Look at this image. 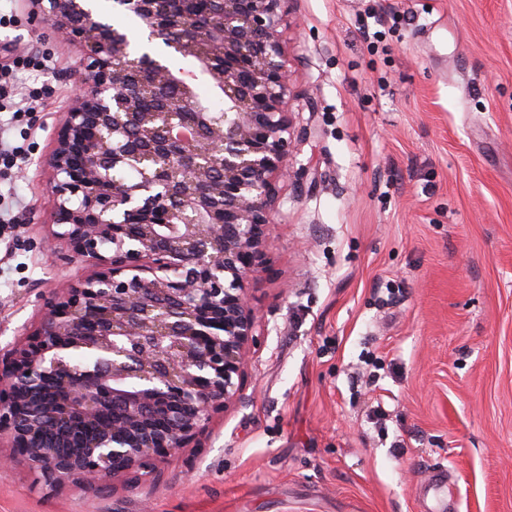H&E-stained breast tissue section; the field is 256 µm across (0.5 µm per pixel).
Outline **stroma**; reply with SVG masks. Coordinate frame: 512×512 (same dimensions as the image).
<instances>
[{"label": "stroma", "mask_w": 512, "mask_h": 512, "mask_svg": "<svg viewBox=\"0 0 512 512\" xmlns=\"http://www.w3.org/2000/svg\"><path fill=\"white\" fill-rule=\"evenodd\" d=\"M283 8L308 175L277 185L240 398L156 482L52 488L18 463L0 512H512V0ZM83 57L0 0V82L35 100L0 162L2 348L94 272L42 245Z\"/></svg>", "instance_id": "35a3bbf8"}]
</instances>
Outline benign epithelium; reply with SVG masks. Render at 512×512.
<instances>
[{
  "mask_svg": "<svg viewBox=\"0 0 512 512\" xmlns=\"http://www.w3.org/2000/svg\"><path fill=\"white\" fill-rule=\"evenodd\" d=\"M281 2L212 0L201 21L167 0H117L184 58L208 44L207 78L224 94L216 119L197 99L196 73L133 58L131 36L95 20L87 0H33L84 47L90 83L50 161L51 240L67 244L69 262L98 268L43 304L29 340L0 348V441L51 487L148 475L153 456L188 447L239 398L257 343L247 286L274 187L305 174L292 169ZM145 75L179 94L143 108ZM126 170L140 179L124 182ZM76 349L89 355L83 367Z\"/></svg>",
  "mask_w": 512,
  "mask_h": 512,
  "instance_id": "1",
  "label": "benign epithelium"
}]
</instances>
